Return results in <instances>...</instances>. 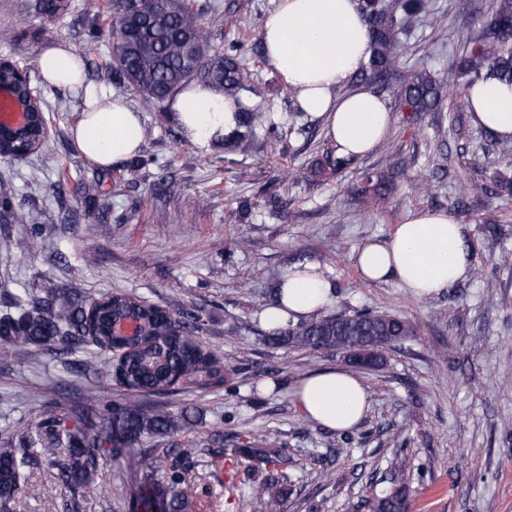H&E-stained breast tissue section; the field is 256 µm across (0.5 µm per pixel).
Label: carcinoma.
<instances>
[{
    "mask_svg": "<svg viewBox=\"0 0 512 512\" xmlns=\"http://www.w3.org/2000/svg\"><path fill=\"white\" fill-rule=\"evenodd\" d=\"M25 11L54 18L65 9L63 0H19ZM112 13L108 36L112 42L108 74L113 83L160 103L192 83L218 87L236 97L245 88L248 73L233 48L211 47L204 35L200 0H107ZM370 34L372 53L359 71L362 81L376 82L408 112H432L444 96L460 95L485 76L512 83V0H494L487 21L475 35L461 39L459 55L441 80L422 64L399 66L405 23H424L431 15L428 0H360ZM238 124L253 133L273 129L265 112L245 109ZM361 194L379 198L388 186L371 171L360 173ZM16 189L0 181V209L17 224H33L28 212L14 210ZM77 288L46 297L12 295L0 315V347L32 346L53 355L74 356L92 345L100 354L116 348L113 360L80 363L85 371L105 375L124 387V397L101 408L94 399L67 409L49 411L35 420L16 422L0 429V507L5 509L22 489L27 473L52 472V492L60 487L73 497L85 498L100 490L99 472L106 460L116 461L148 437L173 438L189 423L150 395L171 392L178 385L206 389L232 386L227 372L199 338V318L173 308L160 307L131 295L113 292L96 299V305H79L70 296ZM135 314L147 331L136 346L114 340L112 319ZM410 321L387 312L361 309L351 314L330 313L301 321L286 329L269 330L265 336L292 347L342 353L355 363L373 368L382 353L413 335ZM267 437L254 434L241 449L251 465L245 482L250 495L265 512H282L285 492L279 484L288 456L271 455ZM192 445L172 444L165 455L142 453L138 464L149 481L133 496L152 500L164 512H192L190 464ZM394 484L371 502V512H406V487Z\"/></svg>",
    "mask_w": 512,
    "mask_h": 512,
    "instance_id": "obj_1",
    "label": "carcinoma"
}]
</instances>
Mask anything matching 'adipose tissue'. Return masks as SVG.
Returning a JSON list of instances; mask_svg holds the SVG:
<instances>
[{"label":"adipose tissue","mask_w":512,"mask_h":512,"mask_svg":"<svg viewBox=\"0 0 512 512\" xmlns=\"http://www.w3.org/2000/svg\"><path fill=\"white\" fill-rule=\"evenodd\" d=\"M265 57L304 112L322 121L337 154L366 156L387 137L391 114L378 94L351 81L367 63L370 39L358 0H277L261 26ZM53 88L85 90L86 110L74 136L83 157L110 166L134 156L143 140L137 111L122 98L86 88L79 56L68 46L37 58ZM471 118L498 139L512 141V84L490 77L468 92ZM246 96L232 98L193 83L170 103L172 119L192 143L211 145L233 137ZM473 247L462 224L442 210L412 211L389 237L356 248L352 259L368 282H396L410 295L429 298L465 280ZM336 301V286L309 260L294 263L262 312L269 328H285L318 317ZM294 400L304 415L327 429L347 432L366 415L370 395L359 375L326 368L303 376Z\"/></svg>","instance_id":"adipose-tissue-1"}]
</instances>
